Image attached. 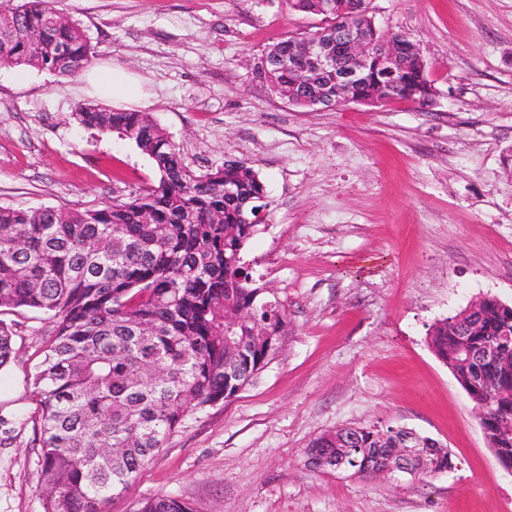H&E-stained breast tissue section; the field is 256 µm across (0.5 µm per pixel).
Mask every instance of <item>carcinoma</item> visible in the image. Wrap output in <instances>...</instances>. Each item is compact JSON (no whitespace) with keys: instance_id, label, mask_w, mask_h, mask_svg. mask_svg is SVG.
<instances>
[{"instance_id":"1","label":"carcinoma","mask_w":512,"mask_h":512,"mask_svg":"<svg viewBox=\"0 0 512 512\" xmlns=\"http://www.w3.org/2000/svg\"><path fill=\"white\" fill-rule=\"evenodd\" d=\"M12 24L38 28L40 41L0 37V67L63 75L91 64V45L78 23L47 0L0 6ZM399 64L416 88L429 85L426 68L407 54ZM278 96L301 93L304 77L291 69H257ZM75 119L116 132L153 161L158 182L127 200L62 215L49 207L0 206V368L15 354L1 316L26 308L46 323L32 397L40 418V481L45 512H106L162 449L185 418L236 396L270 362L268 339L288 332L278 299L244 260L261 231L249 224L265 196L243 161L193 170L180 148L145 112L112 110L97 102L76 107ZM232 188V193L224 187ZM245 312L235 334L224 316ZM512 334V315L495 296L472 311L436 321L427 343L448 366L494 438L512 423V343L488 360V342ZM360 467L384 459L391 428L355 433ZM413 468L430 479L451 470L447 448L425 439ZM136 512H192L160 496Z\"/></svg>"}]
</instances>
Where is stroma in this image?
I'll list each match as a JSON object with an SVG mask.
<instances>
[{
	"label": "stroma",
	"instance_id": "obj_1",
	"mask_svg": "<svg viewBox=\"0 0 512 512\" xmlns=\"http://www.w3.org/2000/svg\"><path fill=\"white\" fill-rule=\"evenodd\" d=\"M77 22L94 65L141 84L193 169L247 162L268 195L245 259L284 305L288 334L253 383L188 417L107 512L174 496L194 512H512L469 397L427 330L478 297L512 304V0H370L381 31L420 50L429 100L304 111L257 77L267 47L319 16L285 0H48ZM112 100L82 76L0 68V205L66 212L157 182L117 133L80 125ZM17 354L0 415L33 413L37 315H7ZM341 425L408 427L447 446L430 482L309 470ZM39 426L0 443V512H44Z\"/></svg>",
	"mask_w": 512,
	"mask_h": 512
}]
</instances>
